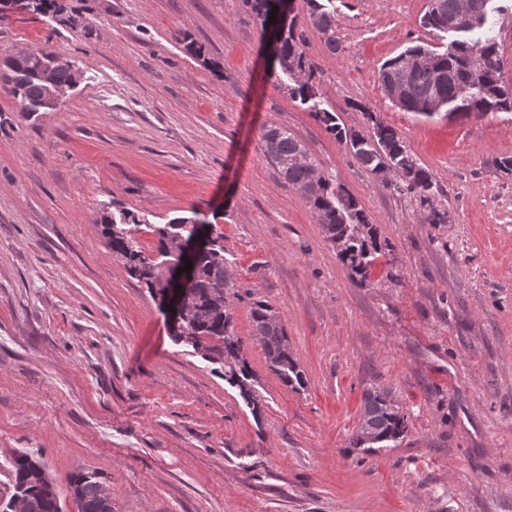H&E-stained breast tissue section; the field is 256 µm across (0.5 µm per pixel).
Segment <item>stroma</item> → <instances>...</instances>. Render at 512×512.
<instances>
[{
  "instance_id": "stroma-1",
  "label": "stroma",
  "mask_w": 512,
  "mask_h": 512,
  "mask_svg": "<svg viewBox=\"0 0 512 512\" xmlns=\"http://www.w3.org/2000/svg\"><path fill=\"white\" fill-rule=\"evenodd\" d=\"M321 2L339 45L306 30L323 107L365 135V107L396 128L447 223H424L416 197L284 93L242 0H82L73 30L0 19V54L63 51L82 73L32 118L0 89V503L26 453L64 512L80 470L111 486L112 512H512V175L495 165L512 157V112L426 118L386 98L385 60L446 46L420 23L428 0ZM270 126L388 240L368 280L265 158ZM123 209L147 227L195 210L223 233L236 283L285 326L305 390L268 369L249 300L232 308L260 415L223 361L175 342L96 224ZM372 388L408 430L356 448Z\"/></svg>"
}]
</instances>
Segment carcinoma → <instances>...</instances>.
I'll return each mask as SVG.
<instances>
[{"label":"carcinoma","mask_w":512,"mask_h":512,"mask_svg":"<svg viewBox=\"0 0 512 512\" xmlns=\"http://www.w3.org/2000/svg\"><path fill=\"white\" fill-rule=\"evenodd\" d=\"M269 0H244L251 16L260 24V40L270 39L268 59L275 70L285 72L296 67L304 73L301 83L285 85L288 95L308 106L315 119L326 133L346 147L355 160L372 173L384 167L394 168V179L388 185L397 191H407L419 197L420 203L429 205L425 217L428 224L448 223V212L430 205L435 195L432 175L420 167L412 158L406 141L394 127L388 124H372V131L365 136L339 122L334 112L321 107L319 84L316 82L317 66L306 52L305 24L296 20L285 32L269 31ZM307 16L313 27L327 36V47L335 53V15L325 10L319 0H305ZM459 0H439L435 15H424L423 24L438 33H447L446 20L454 15ZM24 12L44 16L60 26L72 28L79 24L80 10L74 0H0V16L8 12ZM421 54L434 55L436 65L444 74L438 85L433 69L421 63L411 77V94L406 112L432 117L437 112L436 98L454 96L459 78L469 64L480 61L486 65L484 82L465 99L453 103V110L462 115L471 113L512 111V84L501 76L500 50L493 35L473 37L449 35L444 51L431 50L420 45L407 48L397 56L383 62L380 69H395L403 56ZM75 62L68 58L62 63L51 64L46 52L34 50L31 54H15L0 59V86L30 112L29 105L45 98V72H50L61 87L74 82ZM264 154L272 163L279 164L287 157L291 159L285 181L296 190L307 185L317 165L306 147L284 127H269L262 134ZM313 214L324 224L330 241H344V249L337 253L339 260L347 265L360 280L368 279L376 260L385 254L388 247L380 238L378 229L371 224L359 201L343 186L322 177L317 188L303 198ZM194 211L190 216L170 219L165 224H150L149 231L156 239L155 254L146 253L138 241V227L142 221L135 214L122 212L115 215L102 212L99 219L101 234L107 244L124 263L131 278L147 288L153 299L162 296V288L155 267L165 261L177 264L182 255L178 236H187L193 229L191 221L198 217ZM224 234H214L212 247L195 259L198 278L189 303V317L172 331L175 341L183 342L194 349L202 348L224 358V380L239 390L252 412H259V402L253 389L255 373L242 354L243 341L237 336L233 325L230 296H239L238 285L231 284L224 290L216 285L226 276L227 259L224 257ZM250 314L253 331L266 355L268 367L287 386L295 390L305 387L303 370L294 359L288 336L273 307L264 299L251 302ZM365 423L371 427L374 444L379 445L403 437L407 431V419L394 399L384 391L368 390L363 397ZM40 461L26 453L13 456V488L24 497L25 512H61L59 494L49 474H38L36 465ZM104 480L95 472L79 471L72 475L69 483L74 491L78 512H103L101 488Z\"/></svg>","instance_id":"cac0c4a2"}]
</instances>
